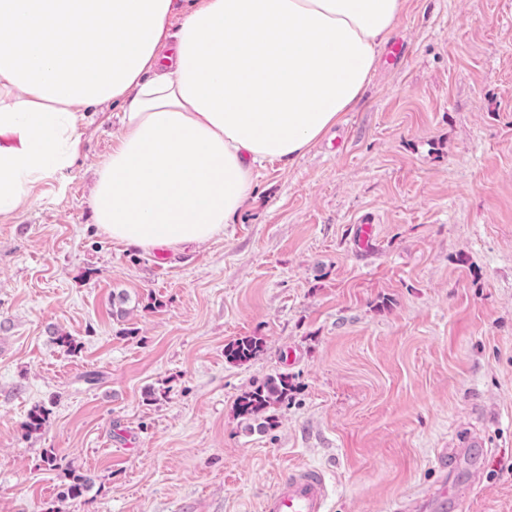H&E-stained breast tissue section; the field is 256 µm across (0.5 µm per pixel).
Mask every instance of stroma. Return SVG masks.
<instances>
[{"label":"stroma","mask_w":512,"mask_h":512,"mask_svg":"<svg viewBox=\"0 0 512 512\" xmlns=\"http://www.w3.org/2000/svg\"><path fill=\"white\" fill-rule=\"evenodd\" d=\"M392 40L355 109L258 167L202 246L147 253L94 224L116 104L0 217V512H261L302 466L329 512H429L443 485L447 512H512V0H408ZM241 336L264 347L230 363ZM281 372L292 397L248 430L237 398ZM49 448L84 496L58 501Z\"/></svg>","instance_id":"1"}]
</instances>
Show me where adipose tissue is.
Here are the masks:
<instances>
[{"label":"adipose tissue","instance_id":"obj_1","mask_svg":"<svg viewBox=\"0 0 512 512\" xmlns=\"http://www.w3.org/2000/svg\"><path fill=\"white\" fill-rule=\"evenodd\" d=\"M406 0H0V217L120 103L89 206L141 251L202 245L361 99Z\"/></svg>","mask_w":512,"mask_h":512}]
</instances>
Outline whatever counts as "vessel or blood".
Segmentation results:
<instances>
[{
	"instance_id": "obj_1",
	"label": "vessel or blood",
	"mask_w": 512,
	"mask_h": 512,
	"mask_svg": "<svg viewBox=\"0 0 512 512\" xmlns=\"http://www.w3.org/2000/svg\"><path fill=\"white\" fill-rule=\"evenodd\" d=\"M324 475L312 468L289 471L264 500L262 512H327Z\"/></svg>"
}]
</instances>
